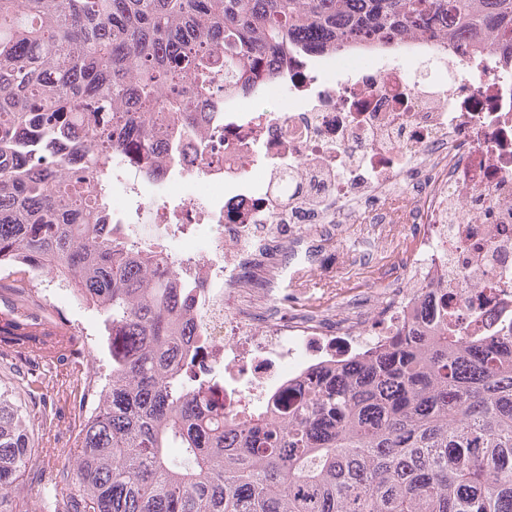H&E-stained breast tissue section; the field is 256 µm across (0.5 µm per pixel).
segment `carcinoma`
Instances as JSON below:
<instances>
[{
	"mask_svg": "<svg viewBox=\"0 0 512 512\" xmlns=\"http://www.w3.org/2000/svg\"><path fill=\"white\" fill-rule=\"evenodd\" d=\"M444 19L512 49V0H0V269L37 264L104 316L109 373L75 415L43 512H512V329L439 330L329 367L287 414L224 415L179 368L192 316L175 277L112 237V152L156 158L193 102L299 44ZM0 313V360L57 364L84 405L90 364L66 323ZM0 392V512L38 455Z\"/></svg>",
	"mask_w": 512,
	"mask_h": 512,
	"instance_id": "cac0c4a2",
	"label": "carcinoma"
}]
</instances>
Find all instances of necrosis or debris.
<instances>
[{
	"label": "necrosis or debris",
	"instance_id": "necrosis-or-debris-1",
	"mask_svg": "<svg viewBox=\"0 0 512 512\" xmlns=\"http://www.w3.org/2000/svg\"><path fill=\"white\" fill-rule=\"evenodd\" d=\"M279 98L282 112L251 111ZM200 135L158 142L152 166L112 158L114 237L176 274L196 343L183 367L222 383L224 410L272 408L335 366L437 322L421 295H447L457 328L512 324V55L432 34L365 36L289 54L276 78L195 101ZM366 225L353 261L414 242L370 307L292 313L287 273L314 244Z\"/></svg>",
	"mask_w": 512,
	"mask_h": 512
}]
</instances>
